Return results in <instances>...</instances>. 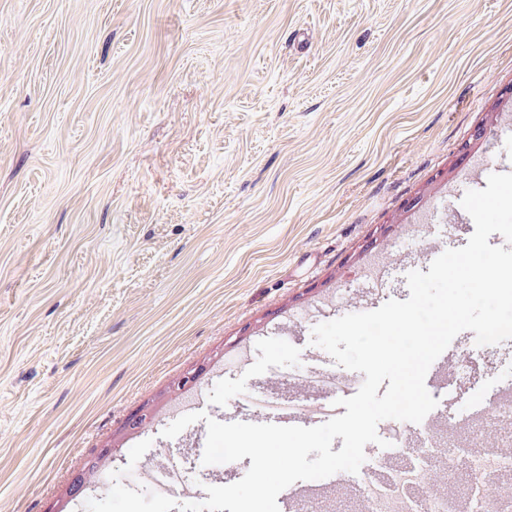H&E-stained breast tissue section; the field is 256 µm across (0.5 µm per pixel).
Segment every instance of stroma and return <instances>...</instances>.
Here are the masks:
<instances>
[{"instance_id": "35a3bbf8", "label": "stroma", "mask_w": 512, "mask_h": 512, "mask_svg": "<svg viewBox=\"0 0 512 512\" xmlns=\"http://www.w3.org/2000/svg\"><path fill=\"white\" fill-rule=\"evenodd\" d=\"M511 83L512 0H0V512H85L67 488L145 405L146 459L239 481L205 420L162 437L173 383L203 367L199 410L243 422L337 371L314 326L408 299L423 236L467 244ZM474 343L463 413L512 378V340Z\"/></svg>"}]
</instances>
